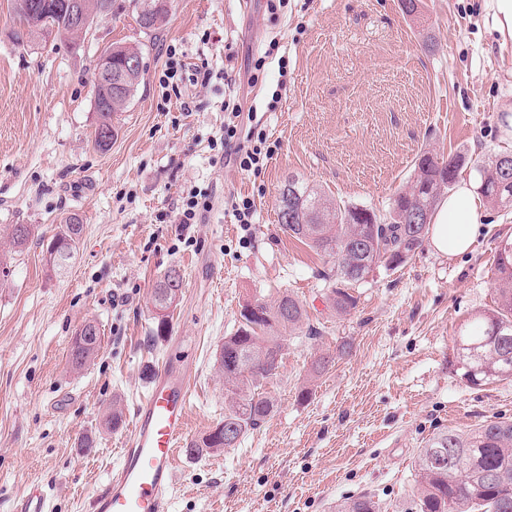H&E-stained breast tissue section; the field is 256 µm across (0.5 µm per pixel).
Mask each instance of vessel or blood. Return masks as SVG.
Returning a JSON list of instances; mask_svg holds the SVG:
<instances>
[{"mask_svg":"<svg viewBox=\"0 0 512 512\" xmlns=\"http://www.w3.org/2000/svg\"><path fill=\"white\" fill-rule=\"evenodd\" d=\"M190 395L186 373L169 365L158 372L124 438L119 468L93 497V512H169ZM51 497L50 486L33 484L20 512H50Z\"/></svg>","mask_w":512,"mask_h":512,"instance_id":"b4317fda","label":"vessel or blood"}]
</instances>
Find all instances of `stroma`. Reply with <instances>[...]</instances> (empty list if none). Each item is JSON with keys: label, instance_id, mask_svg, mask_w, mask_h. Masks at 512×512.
Returning <instances> with one entry per match:
<instances>
[{"label": "stroma", "instance_id": "stroma-1", "mask_svg": "<svg viewBox=\"0 0 512 512\" xmlns=\"http://www.w3.org/2000/svg\"><path fill=\"white\" fill-rule=\"evenodd\" d=\"M11 0H0V512H18L33 481L54 489L50 512H91L120 461L125 435L100 421L119 401L125 424L150 389L151 371L189 369V440L224 416L216 358L242 306L282 293L305 307L317 337H289L263 390L273 413L238 447L183 454L170 512H332L373 495L379 512H408L418 448L438 428L469 431L512 419V382L473 386L454 338L495 305L498 246L512 238V207L482 203L471 251L431 247L377 268L339 313L319 277L323 259L284 234L277 198L288 178L385 213L418 155L471 161L512 150L500 121L512 110V37L497 30L495 0H171L164 28L143 33L132 4L94 23L80 45L33 38L14 44ZM277 41L280 69L254 61ZM139 45L137 90L115 116L107 150L93 142L92 73L112 43ZM208 86L160 84L170 58ZM235 86H228V78ZM241 96L275 143L257 174L224 165L217 143L224 103ZM211 191L201 223L159 222L183 194ZM253 198L256 222L235 224L230 199ZM78 217V252L65 271L46 266L58 224ZM35 228L23 253L10 229ZM179 268L182 294L165 338L153 339L151 291ZM101 348L70 370L68 348L86 322ZM347 342L352 352L337 357ZM332 363L319 377L311 366ZM308 398H300L301 388ZM91 449L78 445L82 435Z\"/></svg>", "mask_w": 512, "mask_h": 512}]
</instances>
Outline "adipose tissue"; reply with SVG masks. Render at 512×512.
Returning <instances> with one entry per match:
<instances>
[{
	"label": "adipose tissue",
	"instance_id": "1",
	"mask_svg": "<svg viewBox=\"0 0 512 512\" xmlns=\"http://www.w3.org/2000/svg\"><path fill=\"white\" fill-rule=\"evenodd\" d=\"M479 217L480 205L474 183L460 181L433 216L431 246L448 256L466 252L473 243Z\"/></svg>",
	"mask_w": 512,
	"mask_h": 512
}]
</instances>
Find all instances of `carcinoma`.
Returning a JSON list of instances; mask_svg holds the SVG:
<instances>
[{
    "label": "carcinoma",
    "instance_id": "obj_1",
    "mask_svg": "<svg viewBox=\"0 0 512 512\" xmlns=\"http://www.w3.org/2000/svg\"><path fill=\"white\" fill-rule=\"evenodd\" d=\"M36 0H13L15 27L12 39L25 48L35 33L75 42V30L64 11L34 7ZM85 18L94 23L115 12L117 0H80ZM169 0H135L137 22L141 29L153 32L165 22ZM112 55V71L122 75L123 91L107 98L94 76V108L98 122L95 144L106 149L115 137L112 117L122 111L139 85L141 51L124 43L104 50ZM500 152L474 163L481 194L493 205L512 206V198L498 193L504 177ZM465 157L454 155L444 160L428 152L415 161L410 184L397 192L384 214L364 206L350 205L324 195L318 188L289 178L285 190L295 193L298 205L289 211L278 205V223L282 231L306 244L325 258L323 279L332 283L328 300L344 313L356 305V298L344 285L360 284L379 267L393 269L405 263L421 249L426 233L412 223L415 211L425 209L433 215L442 195L452 189ZM83 225L68 219L58 226L53 240L63 244L58 261L46 260L53 272L67 267L78 251ZM34 234L32 224L11 225V240L22 251ZM183 276L170 268L156 282L152 293L154 309L168 310L177 305L182 293ZM495 308L475 315L461 327L455 343L472 385L490 380L512 381V240L498 249L494 272ZM236 331L224 337L217 363L224 374V419L200 440L191 443V454L221 452L235 447L249 431L261 426L273 411V402L261 392L263 383L278 374L288 336L303 326L306 311L289 293L275 302L256 299L240 311ZM101 335L85 325L70 341L69 364L81 371L93 361L100 349ZM122 423V410L114 403L102 415L101 426L116 430ZM234 427L235 440H226L225 428ZM416 512H512V419L490 420L470 432L438 429L417 451ZM335 512H378V504L368 495L335 505Z\"/></svg>",
    "mask_w": 512,
    "mask_h": 512
}]
</instances>
